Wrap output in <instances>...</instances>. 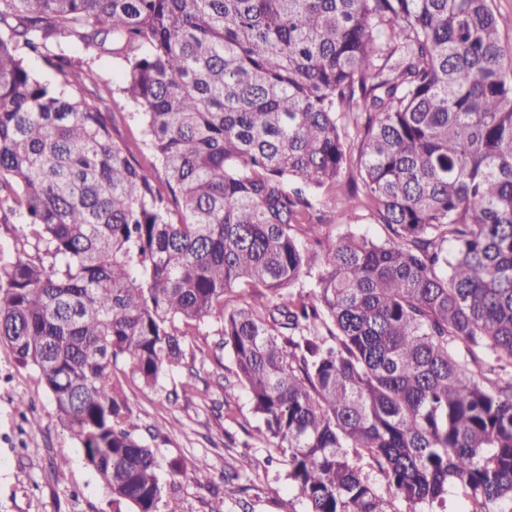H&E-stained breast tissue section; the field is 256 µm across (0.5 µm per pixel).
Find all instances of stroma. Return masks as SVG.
<instances>
[{
    "label": "stroma",
    "instance_id": "obj_1",
    "mask_svg": "<svg viewBox=\"0 0 512 512\" xmlns=\"http://www.w3.org/2000/svg\"><path fill=\"white\" fill-rule=\"evenodd\" d=\"M98 72L112 90L110 112L119 117V141L149 159L143 123L121 92L123 72L105 59ZM217 320L205 327L209 355L198 367L196 390L167 401L164 394L126 381L125 393L160 462V478L174 482L182 512H306L303 498L285 478L280 453L252 440L258 424L245 392L232 411L224 409V379L232 362L217 347ZM211 464L212 485L198 486L186 468L197 459ZM232 475L237 492L224 495ZM0 512H116L112 498L57 416L37 374L20 367L0 343Z\"/></svg>",
    "mask_w": 512,
    "mask_h": 512
}]
</instances>
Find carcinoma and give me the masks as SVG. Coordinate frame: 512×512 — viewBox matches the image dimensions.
I'll return each mask as SVG.
<instances>
[{"label": "carcinoma", "instance_id": "cac0c4a2", "mask_svg": "<svg viewBox=\"0 0 512 512\" xmlns=\"http://www.w3.org/2000/svg\"><path fill=\"white\" fill-rule=\"evenodd\" d=\"M508 54L492 0H0V343L112 503L182 512L112 371L196 389L217 313L308 512H512ZM102 58L151 161L84 94ZM336 189L386 238L314 223Z\"/></svg>", "mask_w": 512, "mask_h": 512}]
</instances>
